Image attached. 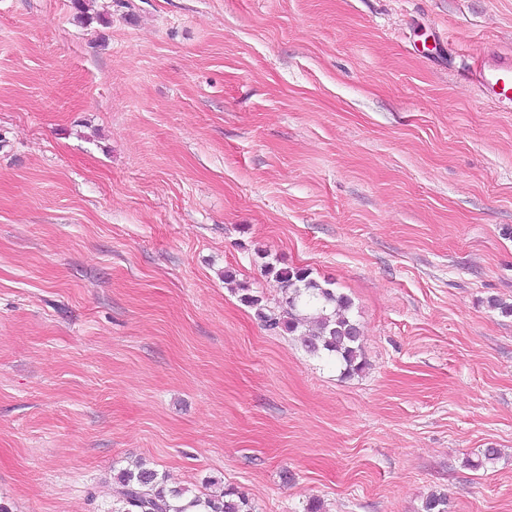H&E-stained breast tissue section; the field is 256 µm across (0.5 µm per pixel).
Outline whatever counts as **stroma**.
I'll list each match as a JSON object with an SVG mask.
<instances>
[{
    "label": "stroma",
    "instance_id": "stroma-1",
    "mask_svg": "<svg viewBox=\"0 0 512 512\" xmlns=\"http://www.w3.org/2000/svg\"><path fill=\"white\" fill-rule=\"evenodd\" d=\"M474 53L512 0H0V505L110 512L143 461L253 512H512V109ZM267 260L352 300L362 373L241 301L278 307Z\"/></svg>",
    "mask_w": 512,
    "mask_h": 512
}]
</instances>
